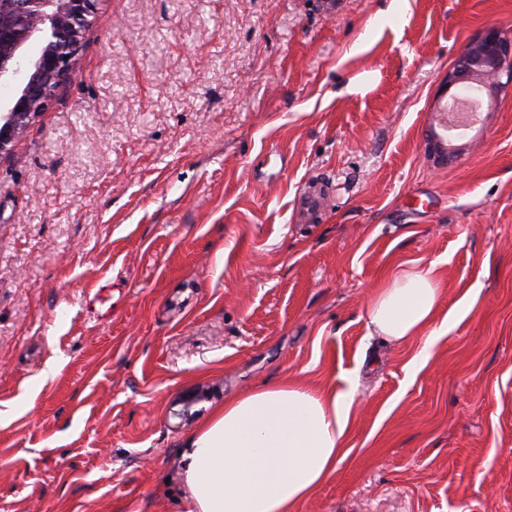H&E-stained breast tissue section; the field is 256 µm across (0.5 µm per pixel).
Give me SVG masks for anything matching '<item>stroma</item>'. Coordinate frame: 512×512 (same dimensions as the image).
Listing matches in <instances>:
<instances>
[{
    "label": "stroma",
    "mask_w": 512,
    "mask_h": 512,
    "mask_svg": "<svg viewBox=\"0 0 512 512\" xmlns=\"http://www.w3.org/2000/svg\"><path fill=\"white\" fill-rule=\"evenodd\" d=\"M493 26L512 0H98L0 156V512H183V436L289 376L355 389L299 512H512V96L431 139ZM430 265L421 366L366 311Z\"/></svg>",
    "instance_id": "35a3bbf8"
}]
</instances>
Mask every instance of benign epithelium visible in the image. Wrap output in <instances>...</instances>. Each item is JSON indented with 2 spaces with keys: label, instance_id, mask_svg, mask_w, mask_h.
<instances>
[{
  "label": "benign epithelium",
  "instance_id": "7a95c632",
  "mask_svg": "<svg viewBox=\"0 0 512 512\" xmlns=\"http://www.w3.org/2000/svg\"><path fill=\"white\" fill-rule=\"evenodd\" d=\"M97 0H0V81L19 71L28 45L41 48L30 62L23 88L0 113V155L22 137L30 120L45 111L60 83L73 71ZM448 87L475 84L494 96L512 91V38L491 29L472 42L448 71Z\"/></svg>",
  "mask_w": 512,
  "mask_h": 512
}]
</instances>
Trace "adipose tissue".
Returning a JSON list of instances; mask_svg holds the SVG:
<instances>
[{"instance_id": "1", "label": "adipose tissue", "mask_w": 512, "mask_h": 512, "mask_svg": "<svg viewBox=\"0 0 512 512\" xmlns=\"http://www.w3.org/2000/svg\"><path fill=\"white\" fill-rule=\"evenodd\" d=\"M443 292L436 267L395 273L369 303V335L431 347ZM353 402L294 377L226 398L181 441L185 512H298L342 461Z\"/></svg>"}]
</instances>
